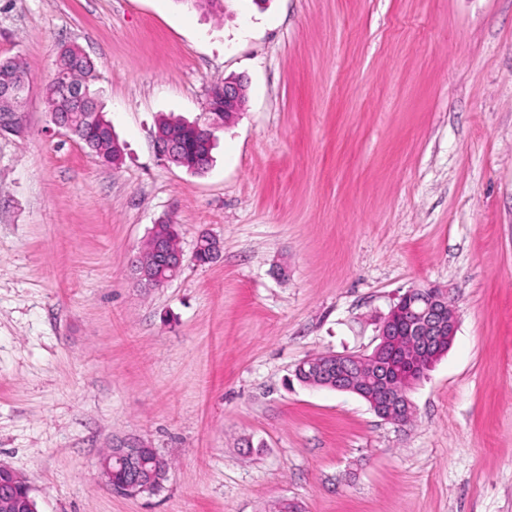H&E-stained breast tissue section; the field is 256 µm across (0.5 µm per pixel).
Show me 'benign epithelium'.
Returning <instances> with one entry per match:
<instances>
[{
	"label": "benign epithelium",
	"instance_id": "benign-epithelium-1",
	"mask_svg": "<svg viewBox=\"0 0 512 512\" xmlns=\"http://www.w3.org/2000/svg\"><path fill=\"white\" fill-rule=\"evenodd\" d=\"M63 94L79 107L90 103L87 91L78 85L64 84ZM25 100L26 90L10 82L0 88L1 113L19 116L24 111ZM242 105V84L237 81L226 80L209 90V112L234 113L240 111ZM162 260L172 271H179L184 265L182 251L170 250L165 241L158 239L152 245L149 259H144L140 252L131 260L134 281L149 278V267ZM457 329V315L445 290L412 288L399 296L384 317L379 326L380 344L371 353H330L315 370L322 379L335 384V390L363 398L378 417L399 424L414 414L410 390L418 378L414 373L415 366L422 360L430 365L445 354ZM140 453L141 446L135 440H122L113 445L98 463L103 487L125 498H135L144 493L148 485L138 473L141 469ZM114 459L132 469L128 481L120 485L112 483ZM1 474L10 476L26 489L25 502L34 512L35 499L25 477L2 463Z\"/></svg>",
	"mask_w": 512,
	"mask_h": 512
}]
</instances>
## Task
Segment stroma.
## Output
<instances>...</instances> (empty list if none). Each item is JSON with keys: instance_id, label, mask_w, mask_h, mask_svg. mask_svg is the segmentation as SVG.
Returning a JSON list of instances; mask_svg holds the SVG:
<instances>
[{"instance_id": "obj_1", "label": "stroma", "mask_w": 512, "mask_h": 512, "mask_svg": "<svg viewBox=\"0 0 512 512\" xmlns=\"http://www.w3.org/2000/svg\"><path fill=\"white\" fill-rule=\"evenodd\" d=\"M95 62L123 147L51 120L61 46ZM28 66L0 129V463L38 512H512V0H0ZM245 85L197 175L155 118ZM179 226L181 274L130 262ZM222 244L205 266L201 233ZM446 289L459 327L412 422L309 388L302 360L371 352L398 295ZM169 463L135 499L113 443ZM141 446L136 440H122L113 445L104 456H101L98 463L99 477L101 484L107 490L125 498H136L148 489V485L141 479L136 470L141 471L140 466ZM118 459L123 461L127 467L134 469L126 483L115 485L112 483V474L115 483L123 482L129 472L124 464H119Z\"/></svg>"}]
</instances>
